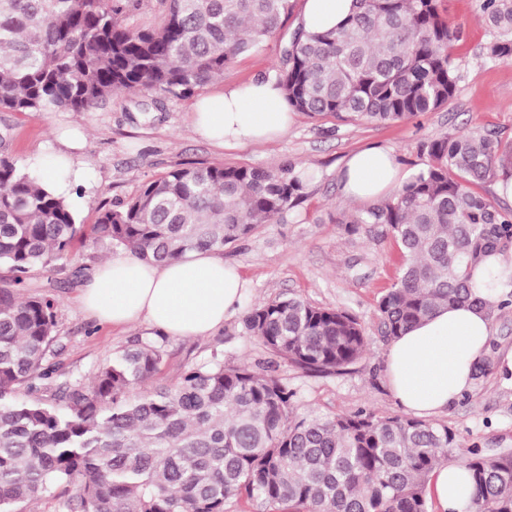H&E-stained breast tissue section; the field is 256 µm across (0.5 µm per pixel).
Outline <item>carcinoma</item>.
Masks as SVG:
<instances>
[{
    "mask_svg": "<svg viewBox=\"0 0 512 512\" xmlns=\"http://www.w3.org/2000/svg\"><path fill=\"white\" fill-rule=\"evenodd\" d=\"M139 0H0V109L86 112L120 92L181 99L224 77L234 60L279 33L292 0H157L154 28L126 23ZM496 36L491 62L512 60V0H484ZM463 30L446 0H353L318 33L296 29L275 79L311 117L399 122L448 104L458 89L452 53ZM429 161L401 189L351 214L357 234L379 225L400 250L377 302L379 332L403 335L442 305L473 302L481 260L512 252V208L480 184L512 163V140L495 131L444 134L421 143ZM307 169L176 167L92 224L0 152V512H26L63 491L60 512H429L427 484L459 447L445 424L358 411L300 412L297 391L261 368H188L172 387L145 386L160 347L140 341L98 368L91 382L49 364L55 298L28 294V279L68 258L76 243L108 241L147 263L193 249L222 250L300 203ZM246 334L313 373H341L370 336L346 311L285 295L248 309ZM467 512H512V452L467 449Z\"/></svg>",
    "mask_w": 512,
    "mask_h": 512,
    "instance_id": "carcinoma-1",
    "label": "carcinoma"
}]
</instances>
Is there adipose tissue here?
Segmentation results:
<instances>
[{
    "mask_svg": "<svg viewBox=\"0 0 512 512\" xmlns=\"http://www.w3.org/2000/svg\"><path fill=\"white\" fill-rule=\"evenodd\" d=\"M352 9V0H304L300 24L305 31L335 27ZM294 120L284 91L273 79L227 86L198 100L195 133L218 146L261 143L284 135ZM64 150L38 178L58 195L70 183L85 179L82 162L73 155L77 136L60 137ZM406 180L393 150L367 146L352 152L340 172L343 197L374 202ZM246 282L224 263L221 252L192 250L161 264L132 256L99 265L79 298L97 320L115 326L149 323L158 332L184 338L209 336L236 311ZM473 292L493 301L512 293V253L484 258L473 277ZM491 336L485 310L465 303L441 308L434 316L391 341L386 372L391 393L407 412L432 417L448 410L473 383V369ZM472 481L466 469L451 462L436 469L428 495L439 512H466Z\"/></svg>",
    "mask_w": 512,
    "mask_h": 512,
    "instance_id": "obj_1",
    "label": "adipose tissue"
}]
</instances>
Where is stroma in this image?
<instances>
[{"label":"stroma","mask_w":512,"mask_h":512,"mask_svg":"<svg viewBox=\"0 0 512 512\" xmlns=\"http://www.w3.org/2000/svg\"><path fill=\"white\" fill-rule=\"evenodd\" d=\"M483 0H447L448 20L464 36L453 50L461 79L443 108L392 124L313 118L299 112L288 132L262 144L220 148L197 136L191 127L196 99L226 85L268 76L278 65L281 38L272 36L259 51L239 56L223 78L196 90L193 96L167 99L143 93H117L86 112H6L0 110V131H8L7 152L30 174L44 165L43 146L57 127L81 129L86 140L81 157L90 185H72L78 223H94L103 204L128 198L140 185L187 163L310 170L314 178L297 207L261 225L251 236L225 248V264L248 280L241 311L225 320L217 333L176 338L147 324L112 328L85 312L77 297L83 282L78 265L93 267L124 256L109 242L76 247L78 263L36 271L34 292L57 298L58 340L54 361L72 377L88 379L97 368L136 340H151L163 351L155 384H176L187 367L203 364L213 353L228 366H254L273 361L277 375L297 392L300 410L345 415L366 410L383 417L403 416L388 386L385 354L389 346L379 333L376 313L381 293L399 266L398 247L380 232L348 233L344 219L357 203L339 191L342 162L350 152L372 144L392 149L406 174L427 163L422 142L441 134L495 130L512 138V61L491 63L483 54L493 31L482 19ZM283 294L311 304L333 307L356 316L366 327L370 346L365 356L341 374L312 375L271 359L241 324L243 308L261 305ZM492 336L475 372L470 391L438 420L457 435L458 449L449 460H461L464 449L479 448L493 457L512 451V386L498 376L501 350L512 347V306L493 309Z\"/></svg>","instance_id":"obj_1"}]
</instances>
